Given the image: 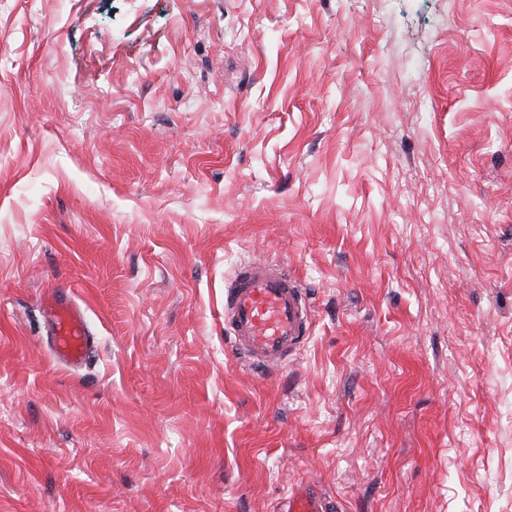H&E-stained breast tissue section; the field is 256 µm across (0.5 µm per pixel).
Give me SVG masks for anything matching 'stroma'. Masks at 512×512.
<instances>
[{
	"label": "stroma",
	"mask_w": 512,
	"mask_h": 512,
	"mask_svg": "<svg viewBox=\"0 0 512 512\" xmlns=\"http://www.w3.org/2000/svg\"><path fill=\"white\" fill-rule=\"evenodd\" d=\"M254 259L312 314L268 375L224 323ZM308 483L512 512V0H0V512ZM55 357L70 367H80L90 357L93 333L81 307L69 297L54 295L48 300Z\"/></svg>",
	"instance_id": "35a3bbf8"
}]
</instances>
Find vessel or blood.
<instances>
[{"label": "vessel or blood", "instance_id": "vessel-or-blood-1", "mask_svg": "<svg viewBox=\"0 0 512 512\" xmlns=\"http://www.w3.org/2000/svg\"><path fill=\"white\" fill-rule=\"evenodd\" d=\"M55 357L80 367L90 357L93 333L81 307L55 295L48 301ZM224 320L231 328L236 354L270 372L287 363L303 345L310 326L300 283L287 267L265 260L248 261L234 272L224 294ZM280 512H331L325 498L305 485L289 493Z\"/></svg>", "mask_w": 512, "mask_h": 512}]
</instances>
